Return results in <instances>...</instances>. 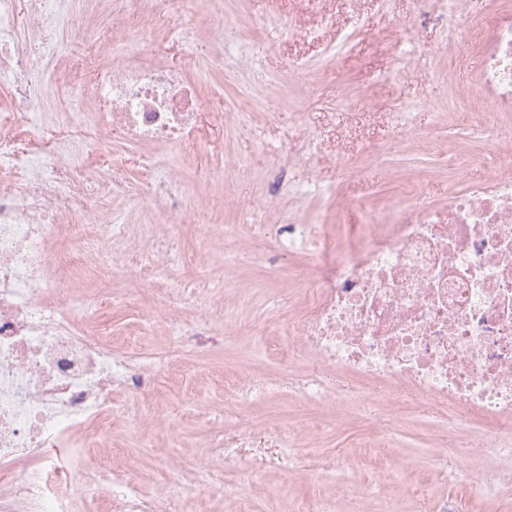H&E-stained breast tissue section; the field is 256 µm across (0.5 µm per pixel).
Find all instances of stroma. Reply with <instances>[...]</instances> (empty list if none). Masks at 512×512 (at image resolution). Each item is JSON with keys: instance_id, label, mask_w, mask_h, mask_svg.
Instances as JSON below:
<instances>
[{"instance_id": "1", "label": "stroma", "mask_w": 512, "mask_h": 512, "mask_svg": "<svg viewBox=\"0 0 512 512\" xmlns=\"http://www.w3.org/2000/svg\"><path fill=\"white\" fill-rule=\"evenodd\" d=\"M496 6V0H445L434 12L419 0H190L191 29L173 24L161 54L200 80L223 125L205 124L201 141L175 156L188 223L177 243L185 262L173 277L209 269V241L223 238L237 303L233 313L211 319L213 345L181 355L182 406L167 429L159 422L168 384L142 398L121 396L128 415L113 421L111 446L94 449L92 461L134 470L149 496L165 478L160 459L207 464L217 453L211 435L241 424L286 435L289 459L271 460L262 448L229 456L221 484L175 490V512H224L228 488L250 512H286L307 505L318 488L342 483L340 471L320 461L353 449L366 422L343 406L307 401L295 383L314 369L312 357L300 351L282 361L266 345L271 338L290 343L288 325L308 307L311 261L300 253L266 266L274 239L246 227L292 219L338 231L358 221L359 208L391 203L397 176L419 183L413 200L419 209L447 204L453 189L487 179L493 166L478 160L486 143L452 119L473 95L482 60L448 17L477 23ZM214 13L230 27L225 42L240 45L241 53L221 56L207 23ZM302 125L326 147L313 170L318 190L302 199L284 192L269 198L265 173L277 163L269 147ZM425 133L434 149L421 146ZM149 156L116 138L101 160L114 182L127 183L141 179ZM215 171L224 174L223 190L209 179ZM257 281L264 287L256 293L251 285ZM110 286L113 300L98 306L96 321L111 329L113 343L147 363L167 354L173 338L152 329L153 306L121 304L122 272H113ZM228 372L250 382L246 398L225 401ZM454 418V411L427 407L403 416L390 463L404 467L406 481L423 480L447 493L436 460L455 453ZM470 437L475 495L485 512H512V482L498 479L512 469V456L492 446L486 421L473 420Z\"/></svg>"}]
</instances>
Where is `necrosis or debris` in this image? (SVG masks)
<instances>
[{"mask_svg":"<svg viewBox=\"0 0 512 512\" xmlns=\"http://www.w3.org/2000/svg\"><path fill=\"white\" fill-rule=\"evenodd\" d=\"M183 2L105 0L112 32L90 36L74 32L67 0H0V78L10 87L0 96V512H73L77 498L102 489L111 512H172V487L223 471L219 456L202 469L172 460L165 485L144 497L135 473L77 462L79 452L106 439L102 420L124 414L115 396L151 392L161 368L113 345L57 252L69 239L92 279L125 269L134 298L143 258L167 262L168 244L154 225L103 223L114 198L142 194L138 185L113 182L91 156L115 132L154 151L167 178L155 184L150 205L166 223H183L184 200L173 191L179 174L167 169V157L197 142L207 104L193 78L158 57L172 19L190 20ZM465 34L483 66L478 92L458 118L512 150V8ZM118 41L135 47L138 60L71 81L75 45L105 57ZM64 89L90 109L57 113L44 141L40 112ZM320 152L304 134L286 143L266 173L269 192L278 193L288 173L310 170ZM417 193V183L400 181L392 205L348 225L333 245L323 225H278L279 243L268 253L272 267L296 251L314 263L312 303L288 327L294 346L321 367L302 380L300 393L343 402L355 416L374 414L357 443L358 453L373 452V472L319 489L311 512H341L344 498L399 482L387 460L410 394L460 410L459 431L474 419L491 421L499 447L512 448V167L464 185L444 206L417 209ZM191 296L166 287L157 302L180 346L200 349L212 333L208 318H184ZM330 370L353 386H331ZM456 480L455 495L419 485L407 495L427 512H460L470 497L468 472L459 470Z\"/></svg>","mask_w":512,"mask_h":512,"instance_id":"necrosis-or-debris-1","label":"necrosis or debris"}]
</instances>
